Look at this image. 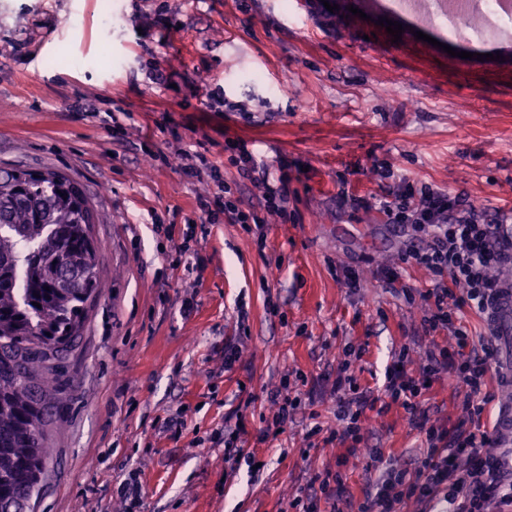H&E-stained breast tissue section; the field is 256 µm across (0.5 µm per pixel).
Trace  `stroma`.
Listing matches in <instances>:
<instances>
[{"label": "stroma", "instance_id": "obj_1", "mask_svg": "<svg viewBox=\"0 0 512 512\" xmlns=\"http://www.w3.org/2000/svg\"><path fill=\"white\" fill-rule=\"evenodd\" d=\"M358 2L0 0V167L68 173L103 216L101 295L70 361L36 512H286L327 469L343 477L338 506L356 512L376 477L369 449L420 457L423 436L397 405L366 411L355 454L305 440L310 411L335 421L345 346L362 348L355 373L372 388L395 350L424 347L419 294L431 274L401 269L413 298L390 292L381 271L408 236L342 198L407 180L489 220L512 211V61H478L493 43L428 24L423 39L407 31L393 43L351 13ZM158 67L174 86L150 80ZM228 137L287 175L296 220L270 215L247 232L201 214L209 182L163 155L204 143L241 205L257 204ZM185 242L201 260L190 273L176 265ZM347 268L359 289L344 284ZM233 347L241 357L228 369ZM295 371L312 407L259 440L269 392ZM239 422L260 471L224 459V430ZM133 475L134 508L119 492Z\"/></svg>", "mask_w": 512, "mask_h": 512}]
</instances>
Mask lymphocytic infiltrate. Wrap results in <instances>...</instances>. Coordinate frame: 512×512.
Returning <instances> with one entry per match:
<instances>
[{
    "mask_svg": "<svg viewBox=\"0 0 512 512\" xmlns=\"http://www.w3.org/2000/svg\"><path fill=\"white\" fill-rule=\"evenodd\" d=\"M229 160L259 191V204L240 207L230 196L220 166L198 150L173 148L169 156L187 177L207 178L211 192L198 196L200 211L222 212L226 223L242 228L263 223L265 215L288 216L289 190L283 179H273L268 166L258 163L246 140H226ZM350 207L372 208L386 223L411 225L420 233L398 258L399 264L428 270L435 285L422 295L425 313L421 326L430 342L420 355L416 373H409L407 349H400L384 372L381 392L361 386L353 366L361 352L344 348L336 371V426L323 429L313 423L309 436L327 432L329 441L358 448L364 439V415L376 408L400 405L411 427L424 435L425 449L413 468L393 464L379 448L369 453L377 477L366 489L358 512H407L409 506L421 512L443 507L445 512H512V480L505 478L506 458L490 453L492 439L483 430L481 415L489 401L487 386L496 377L492 368L494 349L487 337L475 338L459 321L457 311L469 308L487 315L489 304L501 286L492 271L500 266L504 241L501 221L486 222L483 213L459 196L424 184H403L392 196L375 199L349 197ZM448 332L454 346L435 341ZM449 379L463 388L458 405L462 418L454 426L431 420L421 403L433 382ZM311 485L289 503L291 512H321V501L339 500L343 494L340 476L331 471L315 473Z\"/></svg>",
    "mask_w": 512,
    "mask_h": 512,
    "instance_id": "lymphocytic-infiltrate-1",
    "label": "lymphocytic infiltrate"
}]
</instances>
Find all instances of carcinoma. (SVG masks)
Here are the masks:
<instances>
[{
  "instance_id": "obj_1",
  "label": "carcinoma",
  "mask_w": 512,
  "mask_h": 512,
  "mask_svg": "<svg viewBox=\"0 0 512 512\" xmlns=\"http://www.w3.org/2000/svg\"><path fill=\"white\" fill-rule=\"evenodd\" d=\"M99 221L70 175L0 168V512H35L46 429L99 295Z\"/></svg>"
}]
</instances>
